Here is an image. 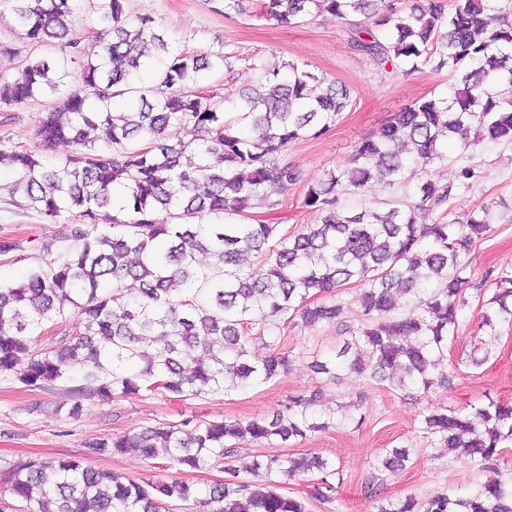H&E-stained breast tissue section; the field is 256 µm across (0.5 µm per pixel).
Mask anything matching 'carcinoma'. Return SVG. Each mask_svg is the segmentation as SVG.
<instances>
[{
  "label": "carcinoma",
  "instance_id": "1",
  "mask_svg": "<svg viewBox=\"0 0 512 512\" xmlns=\"http://www.w3.org/2000/svg\"><path fill=\"white\" fill-rule=\"evenodd\" d=\"M82 0H0L35 46L10 79L0 76V112L59 95L39 114L36 148H0V165L15 174L12 193L55 224L71 220L68 248L15 284L0 286V376L25 387L68 385L77 399L154 391L199 398L266 384L288 372L281 331L334 325L342 341L315 351L310 370L332 380L342 369L411 397L448 384V340L470 298L488 313L481 330L512 325V274L488 271L472 285L466 255L489 230L487 216L464 224L416 222L415 213L443 208L471 166L441 184L430 167L458 138L459 156L485 141L512 142V21L501 0H264L262 14L292 23L311 9L355 27L353 47L391 70L407 65L450 69L453 93L422 97L395 113L378 138L357 142L344 165L316 181L286 159L290 146L324 134L351 106L349 88L296 63L252 64L254 79L229 116L199 88L206 72L230 70L231 56L180 53L156 66L166 50L156 20L124 15L122 0H96L107 26L95 29V60L74 37ZM83 63L71 88L72 65ZM123 100L124 112L113 111ZM182 129L171 141L167 130ZM59 144L69 155L51 160ZM306 183L304 205L321 222L296 233L252 223L257 201L269 211L288 189ZM376 182L407 197L378 206L364 199ZM209 263L202 264L200 257ZM492 293H486V285ZM359 288L362 316L347 319L341 290ZM418 297L417 304L412 298ZM74 314L80 329L52 349L37 330ZM268 352L260 356L253 345ZM315 399L291 396L267 418L185 419L129 431L88 445L107 456L136 451L177 469L224 465L227 477L206 492L208 512H308L281 492L286 481L315 475L311 497L332 502L343 471L320 454L254 458L239 479L233 462L246 440L283 443L336 426V413L311 411ZM422 432L480 470L512 447V404L470 411L437 407ZM416 449H382L375 470L406 467ZM170 512L199 502L194 485L132 479L97 470L79 458L31 461L4 474L0 512ZM377 512H512V478H490L461 493L409 495Z\"/></svg>",
  "mask_w": 512,
  "mask_h": 512
}]
</instances>
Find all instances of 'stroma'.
Returning a JSON list of instances; mask_svg holds the SVG:
<instances>
[{"label": "stroma", "instance_id": "1", "mask_svg": "<svg viewBox=\"0 0 512 512\" xmlns=\"http://www.w3.org/2000/svg\"><path fill=\"white\" fill-rule=\"evenodd\" d=\"M261 0H251L245 14L225 13L224 0H123L127 17L149 15L166 33L169 51L190 54L223 52L237 56L234 71L209 76L203 88L218 97L237 102L257 60L274 66L284 62L307 65L315 74L347 85L352 104L335 126L317 138L292 145L289 162L308 178L315 179L343 164L353 145L362 137L378 135L391 115L420 97L448 93L447 71L419 66L409 74L388 73L353 47L345 21L329 13L306 17L284 25L260 14ZM0 45L14 49V56L0 55V73L12 76L20 59L40 54V47L24 39L9 17H0ZM55 102L48 95L40 102L17 108L11 124L0 125V141L31 144L40 112ZM475 178L471 188H458L448 202V218L463 222L469 216L487 214L490 229L470 248L467 271L480 280L487 270L512 271V144H482L469 159ZM13 172L0 167V240L31 239L20 254L0 255V284L20 280L67 245L68 227L49 224L37 213L22 207L12 195ZM304 187L295 185L283 207L267 211L255 205L253 219L283 225L296 231L316 224L320 216L303 203ZM481 307L470 303L461 314L457 337L448 345V358L458 372L451 388L436 389L428 398L409 400L398 392L375 384L363 376L343 370L337 380L316 377L306 366L311 349H328L338 340L335 327L285 330L281 351L291 365L280 380L236 392L184 400L156 393L115 401L96 398L82 402L78 416L66 413L73 402L64 387L28 388L13 377L0 376V470L19 467L36 459L81 458L89 466L130 478L156 476L193 484L199 492L223 480L221 467L201 471L165 468L162 461L147 460L135 452L114 456L89 455L87 446L122 432L175 423L186 418L204 421L263 418L272 414L288 396L317 394L315 412L340 409L342 421L335 428L317 432L283 445L280 441L244 442L241 464L255 455L316 453L334 460L344 473L332 502L311 499L315 482L305 475L288 481L286 494L307 499L309 512H377L379 504L410 494L426 496L458 486L464 489L493 477V470H477L469 459L437 455L429 439L423 438L420 422L436 404L462 408L488 402L512 404V329L497 326L495 333L479 330ZM490 351L481 366L471 365L470 355ZM407 446L416 454L403 470L378 475L373 468L380 449ZM373 483L372 497H365L366 483Z\"/></svg>", "mask_w": 512, "mask_h": 512}]
</instances>
